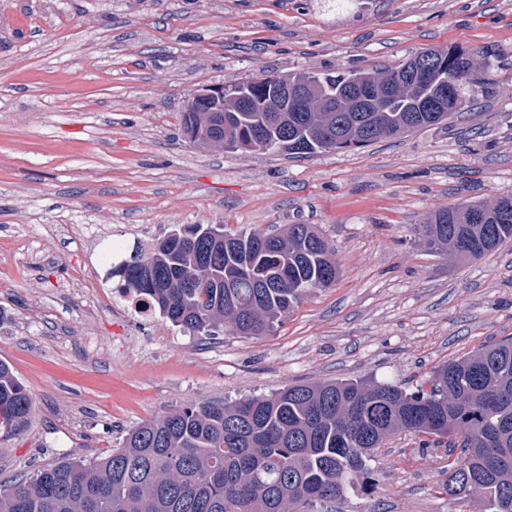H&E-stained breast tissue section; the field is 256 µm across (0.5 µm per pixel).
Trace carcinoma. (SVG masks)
Returning a JSON list of instances; mask_svg holds the SVG:
<instances>
[{"label":"carcinoma","instance_id":"cac0c4a2","mask_svg":"<svg viewBox=\"0 0 512 512\" xmlns=\"http://www.w3.org/2000/svg\"><path fill=\"white\" fill-rule=\"evenodd\" d=\"M430 80L408 79V61L387 69L298 72L310 85L298 112H278L279 89L241 98L245 83L224 86V131L214 148L285 155L361 148L442 123L472 101L469 86L491 88L489 63L459 46ZM454 90L442 112H425L437 85ZM369 89L361 99L349 93ZM215 115L181 113L189 141ZM327 128L329 140L316 137ZM512 197L442 208L420 225L423 242L459 260H478L512 242ZM483 212L487 220L473 224ZM336 248L312 224L286 234L224 232L190 224L123 262V288L189 332L243 337L274 330L316 288L338 277ZM33 400L0 362V434L20 430ZM399 433L422 450L448 448L445 491L481 493L485 512H512V337L445 362L412 386L373 377L290 385L231 403L184 407L130 430L101 459H69L0 486V512H331L369 462Z\"/></svg>","mask_w":512,"mask_h":512}]
</instances>
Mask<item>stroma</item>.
<instances>
[{"mask_svg":"<svg viewBox=\"0 0 512 512\" xmlns=\"http://www.w3.org/2000/svg\"><path fill=\"white\" fill-rule=\"evenodd\" d=\"M457 45L493 93L446 123L293 157L184 139L191 90L267 72L392 67ZM512 196V0H0V361L31 394L0 484L102 458L164 413L300 383L409 382L512 336V243L429 249L435 211ZM188 224H313L339 276L266 336H202L113 294L105 259ZM447 448L400 435L336 512H483L442 489Z\"/></svg>","mask_w":512,"mask_h":512,"instance_id":"obj_1","label":"stroma"}]
</instances>
